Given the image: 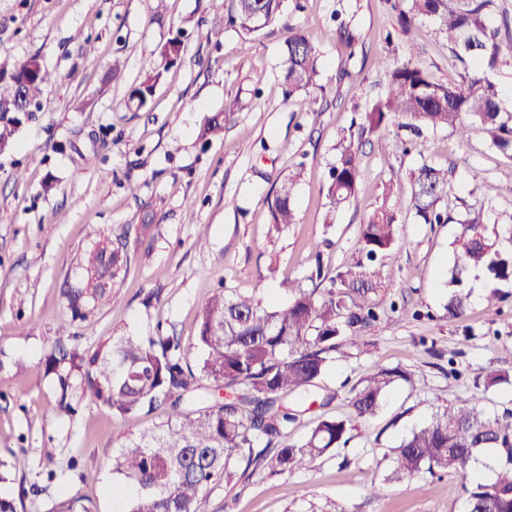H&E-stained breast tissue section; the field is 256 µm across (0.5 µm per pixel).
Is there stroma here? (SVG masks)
Returning <instances> with one entry per match:
<instances>
[{
  "mask_svg": "<svg viewBox=\"0 0 512 512\" xmlns=\"http://www.w3.org/2000/svg\"><path fill=\"white\" fill-rule=\"evenodd\" d=\"M398 0H284L279 22L246 37L224 27V0H0V76L36 55L55 80L35 120L21 121L0 148V460L25 453V478L0 482V496L17 498L20 481L44 486L18 512H50L59 494L87 495L98 512H117L106 489L115 482L110 460L127 433L158 424L143 414L122 420L90 404L74 389L75 416L56 410L55 374L44 364L67 319L63 292L81 272L79 253L102 238L128 234L130 263L112 297L86 322L75 324L68 347L95 348L110 336L181 337L188 364L205 302L216 292L255 296L262 306L285 304L287 282L306 283L316 263L336 270L358 259V231L380 206L402 217L398 260H384L378 301L386 312L364 343L346 347L319 382L329 406L308 404L290 436L305 437L318 417L350 412V389L382 368L407 369L412 380L394 386L375 417L354 430L347 447L317 459L307 471L256 472L210 493L211 512H464L459 478L421 472L390 480L401 438L438 408L474 393V377L512 374V305L498 309L484 280L471 294L464 321L444 310L456 224H420L409 211V179L421 164L448 171L456 212H481L487 231L512 215V158L490 146L484 131L460 139L429 132L405 151L406 130L362 140L359 206L327 218L321 188L336 161V144L352 120L383 92L377 59L403 60ZM352 17L358 41H333L331 16ZM222 30L221 45L198 41V27ZM306 30L320 51L326 87L322 111L305 94L283 95L277 68L287 27ZM180 37V62L155 87L147 106L128 108L130 90L162 46ZM415 40L421 62L439 82H459L464 63L450 60L433 21ZM124 71L106 74L113 60ZM347 78L337 81L339 69ZM250 101L218 141L202 142L201 127L234 98ZM482 187H475L472 171ZM295 176L297 221L268 222L265 200ZM394 195L383 198L385 185ZM206 240H199V233ZM422 311L413 319L391 302ZM457 357L460 377L450 376ZM378 487L382 497H370Z\"/></svg>",
  "mask_w": 512,
  "mask_h": 512,
  "instance_id": "35a3bbf8",
  "label": "stroma"
}]
</instances>
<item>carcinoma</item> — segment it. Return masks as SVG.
Masks as SVG:
<instances>
[{"label":"carcinoma","instance_id":"cac0c4a2","mask_svg":"<svg viewBox=\"0 0 512 512\" xmlns=\"http://www.w3.org/2000/svg\"><path fill=\"white\" fill-rule=\"evenodd\" d=\"M498 0H407L402 11L401 34L411 36L417 24L431 19L448 41L452 57L473 67L457 84H444L416 63L419 48L410 42L408 58L379 61L386 74L385 94L352 120L361 133H377L396 122L419 136L451 130L465 139L480 127L490 134L491 146L512 158V106L500 95L493 74L504 64L505 50L499 32L489 20ZM282 0H230L225 24L243 36H253L276 24ZM333 34L353 48L356 34L349 23L334 16ZM175 38L161 49L162 64L150 63L140 83L131 89L128 102L146 105L167 67L182 54ZM278 68L286 95H310L323 89L319 53L309 34L288 28L279 53ZM51 75L33 55L7 77L0 76V146L15 132L14 114L23 107L40 105V96ZM249 104L234 98L200 130L205 141L224 135V127ZM360 151L354 133L336 144V165L322 187L327 215L358 202ZM296 179L283 180L267 198L269 223H296L292 205ZM448 170L424 163L411 175L409 207L423 224H449L450 212L439 207L448 196ZM458 252L448 268L451 286L444 306L448 318L461 320L468 309V293L460 288L472 270H485L498 282H512V224L491 238L478 218L459 221ZM403 224L397 212L382 206L361 225L357 239L360 260L329 276L316 265L310 281H329L330 287L310 289L288 284V303L266 308L251 296H211L199 316L196 348L200 361L193 368L183 363L184 345L178 336L157 326L153 336L110 337L92 351H59L49 368L66 363L59 374L60 394L56 408L77 413L72 403V376L80 380L90 402L120 418L162 410L166 420L152 429L127 434L111 461L120 476L110 493L121 499L122 512H209L213 487L246 479L261 469L286 473L308 469L314 461L346 445L357 424L370 420L386 392L399 382H411L401 367L384 368L366 377L351 390V414L345 418L321 416L300 441L289 439L288 429L298 420L290 406L294 398H310L336 354L355 345L363 329L379 321L375 300L381 286V264L397 257ZM128 264L127 245L107 238L78 261L80 285L65 292L71 320L57 329L71 335L77 321L106 304L111 289ZM227 389L231 397L213 401V389ZM512 385L509 375L489 371L473 386L489 390ZM497 448L503 463L491 481L471 476L474 453ZM426 471L444 472L462 480L467 512H512V409L490 415L477 398L457 407L435 412L421 427L400 442L392 458L397 479ZM50 512H94L89 497H63Z\"/></svg>","mask_w":512,"mask_h":512}]
</instances>
